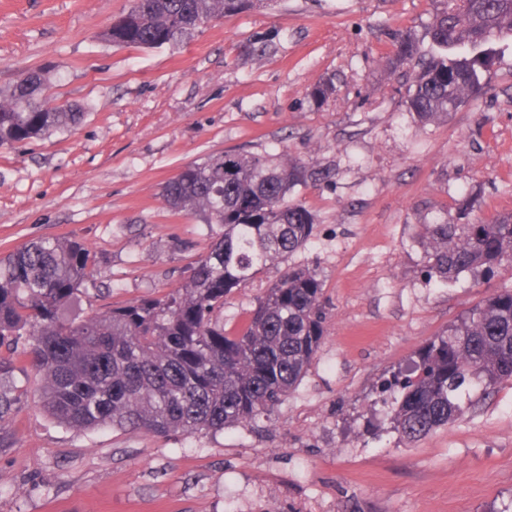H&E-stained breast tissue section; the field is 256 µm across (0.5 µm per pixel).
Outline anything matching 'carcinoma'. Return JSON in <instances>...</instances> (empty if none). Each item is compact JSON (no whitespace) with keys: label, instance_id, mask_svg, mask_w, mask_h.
Masks as SVG:
<instances>
[{"label":"carcinoma","instance_id":"obj_1","mask_svg":"<svg viewBox=\"0 0 512 512\" xmlns=\"http://www.w3.org/2000/svg\"><path fill=\"white\" fill-rule=\"evenodd\" d=\"M253 0H131L103 34L114 46L160 48L247 8ZM430 49L408 33L391 64L418 68L407 111L419 121L456 111L483 89L490 45L512 39V0H435ZM47 74L28 69L0 89V147L74 128L79 103H55ZM315 173L276 154L224 151L183 167L161 187L175 215L215 230L180 286L76 321L68 305L91 280L95 255L71 238L33 240L0 256V346L40 374L39 404L78 430L112 427L160 436L249 424L293 392L326 334L315 269L290 265L257 298L243 326L224 329V299L305 248L314 216L297 198ZM427 279L448 283L512 262V214L492 222L421 225ZM395 380L393 429L417 441L458 420L470 390L512 380V289L477 304L416 352Z\"/></svg>","mask_w":512,"mask_h":512}]
</instances>
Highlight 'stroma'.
I'll return each instance as SVG.
<instances>
[{"instance_id":"stroma-1","label":"stroma","mask_w":512,"mask_h":512,"mask_svg":"<svg viewBox=\"0 0 512 512\" xmlns=\"http://www.w3.org/2000/svg\"><path fill=\"white\" fill-rule=\"evenodd\" d=\"M130 0H0V88L50 68L51 92L86 108L75 129L0 148V256L71 237L96 257L88 317L177 287L210 242L160 188L233 150L327 172L298 198L314 235L291 261L317 270L327 334L269 414L217 432L78 431L38 403L14 362L0 383V512H512V383L472 391L460 419L409 442L372 402L382 382L481 300L512 288V263L441 284L422 274L419 225L512 213V44L484 92L422 124L392 36L423 37L432 0H254L173 47L112 46ZM330 80L336 93L310 92ZM224 301L240 327L278 277Z\"/></svg>"}]
</instances>
